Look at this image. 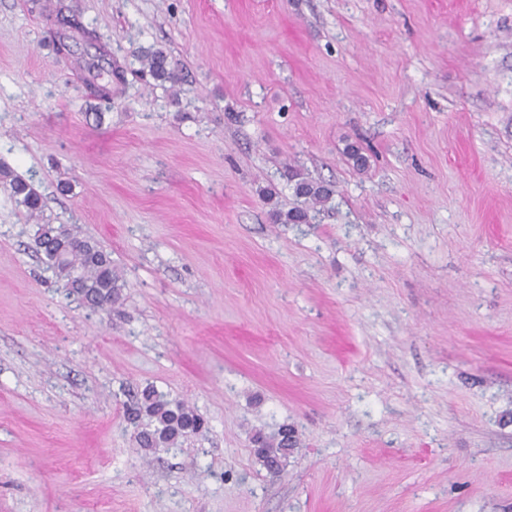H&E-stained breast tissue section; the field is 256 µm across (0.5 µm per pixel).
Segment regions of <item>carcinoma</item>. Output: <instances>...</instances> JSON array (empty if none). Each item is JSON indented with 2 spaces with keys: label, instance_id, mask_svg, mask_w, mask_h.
I'll use <instances>...</instances> for the list:
<instances>
[{
  "label": "carcinoma",
  "instance_id": "1",
  "mask_svg": "<svg viewBox=\"0 0 512 512\" xmlns=\"http://www.w3.org/2000/svg\"><path fill=\"white\" fill-rule=\"evenodd\" d=\"M35 5L47 14L51 46L58 56H71L70 42L77 38L84 42L96 41L94 32L82 24L67 0H53L47 6L41 0H35ZM144 60L153 79L173 84L179 82L178 75L169 68L165 53L148 51ZM84 70L87 73L84 81L91 93L108 104L112 103V97L103 95V87L112 84L114 74L108 51L88 57ZM289 179L293 181L298 205L286 213H274V220L278 224H307L310 213L319 207L325 208L334 190L331 185L309 178L295 168L289 169ZM0 180L8 184L11 198L30 215L38 216L43 212L42 197L28 181L8 168H0ZM62 242L67 244V251L60 257L57 249ZM35 244L63 288L74 289L81 295L85 306L103 309L120 299L122 276L112 264L110 255L93 239L81 238L63 225L40 224ZM125 415L133 424L144 418L148 420L147 427L139 432V443L143 448H167L181 438L203 432L207 425L206 420L185 402L168 400L151 387L144 389L135 403L127 407ZM254 443L257 455L269 470L275 471L280 458L292 447L293 440L291 431L285 427L278 437L268 439L258 435Z\"/></svg>",
  "mask_w": 512,
  "mask_h": 512
}]
</instances>
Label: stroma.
Returning <instances> with one entry per match:
<instances>
[{"mask_svg": "<svg viewBox=\"0 0 512 512\" xmlns=\"http://www.w3.org/2000/svg\"><path fill=\"white\" fill-rule=\"evenodd\" d=\"M72 6L111 103L0 0V168L44 200L0 183V512H512V0ZM291 166L335 187L313 223L270 218ZM41 222L118 303L66 295ZM148 385L207 429L140 448ZM106 56L108 58H106ZM84 70L87 73V77L84 78V81L91 93L104 102L111 103L112 75L114 74V70H112V57L108 51L103 48V53L100 52L99 55H90L85 61ZM105 77L107 80L104 83L100 82V80H103ZM106 85H110V96L108 97L103 95V87ZM149 75L157 81H165L176 84L178 75L169 68L168 57L162 51H147L143 56ZM0 179L8 184L11 198L18 205L23 206L30 216H40L44 207L42 197L28 181L8 168H0ZM61 242L67 244L62 257L57 255ZM35 244L68 295L73 288L91 309H104L120 299L122 276L93 239L78 237L63 225L38 224ZM293 436L288 427L283 428L277 438L268 439L262 435H257L254 439L257 447V455L263 459L267 468L271 471L278 469L279 460L286 454L288 448L293 445Z\"/></svg>", "mask_w": 512, "mask_h": 512, "instance_id": "stroma-1", "label": "stroma"}]
</instances>
